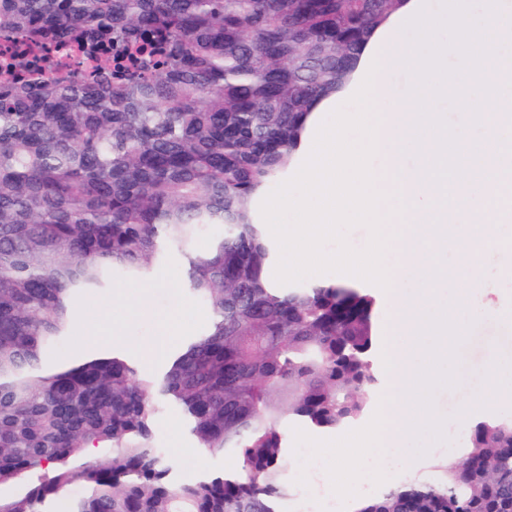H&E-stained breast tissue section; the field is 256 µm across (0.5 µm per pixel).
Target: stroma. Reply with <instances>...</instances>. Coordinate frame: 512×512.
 Instances as JSON below:
<instances>
[{
  "mask_svg": "<svg viewBox=\"0 0 512 512\" xmlns=\"http://www.w3.org/2000/svg\"><path fill=\"white\" fill-rule=\"evenodd\" d=\"M501 255L490 253L484 260V272L489 290L487 298L490 309L475 316V324L459 349L456 387L439 389L434 397L438 412L445 416L447 424L457 432V443L450 453L433 448L424 458L405 461L396 455L389 459L390 483H407L418 477L429 475L434 460L450 456L459 460L467 442L468 424L487 416L512 418V396L498 398L485 403L482 395L486 387V370L494 364L512 363V324L501 316L502 309L512 306V281L500 272ZM148 302L156 316L169 314L183 303H192L194 319L189 322L186 332L201 328L204 311L201 305L193 304L191 295L184 287V273L178 251H170L166 260L156 267L146 283H131L115 280L112 291L99 299L93 316L72 327L63 350L72 358H82L81 344L91 331H101L115 340V345L130 360L137 362L145 372L160 370L164 359L146 362L142 351L156 333L155 318L144 319L135 313L138 301ZM176 418L168 412L159 414L154 439L163 448L172 462L178 478L192 479L201 471L221 472L231 469L232 458L221 454L206 457L203 464L191 461L185 450L192 442L183 429L175 428Z\"/></svg>",
  "mask_w": 512,
  "mask_h": 512,
  "instance_id": "stroma-1",
  "label": "stroma"
}]
</instances>
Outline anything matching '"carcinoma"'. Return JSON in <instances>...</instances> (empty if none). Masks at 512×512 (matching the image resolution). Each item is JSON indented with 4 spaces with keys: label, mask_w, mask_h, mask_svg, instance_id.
<instances>
[{
    "label": "carcinoma",
    "mask_w": 512,
    "mask_h": 512,
    "mask_svg": "<svg viewBox=\"0 0 512 512\" xmlns=\"http://www.w3.org/2000/svg\"><path fill=\"white\" fill-rule=\"evenodd\" d=\"M404 2L0 0V487L24 482L0 512H52L75 481L70 512H279L286 423L364 416L374 296L273 286L253 198ZM52 53L89 78L42 71ZM171 249L208 319L162 369L108 346L49 362L78 307ZM162 410L235 467L177 482L153 441ZM91 446L109 456L84 460ZM433 471L355 512H512V419L477 421L462 462Z\"/></svg>",
    "instance_id": "obj_1"
}]
</instances>
